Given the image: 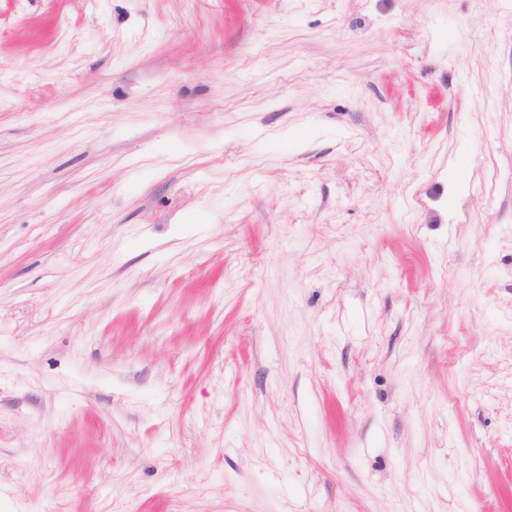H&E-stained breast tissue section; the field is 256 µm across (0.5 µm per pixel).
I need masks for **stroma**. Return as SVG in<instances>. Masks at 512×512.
Wrapping results in <instances>:
<instances>
[{
    "label": "stroma",
    "instance_id": "1",
    "mask_svg": "<svg viewBox=\"0 0 512 512\" xmlns=\"http://www.w3.org/2000/svg\"><path fill=\"white\" fill-rule=\"evenodd\" d=\"M0 512H512V0H0Z\"/></svg>",
    "mask_w": 512,
    "mask_h": 512
}]
</instances>
